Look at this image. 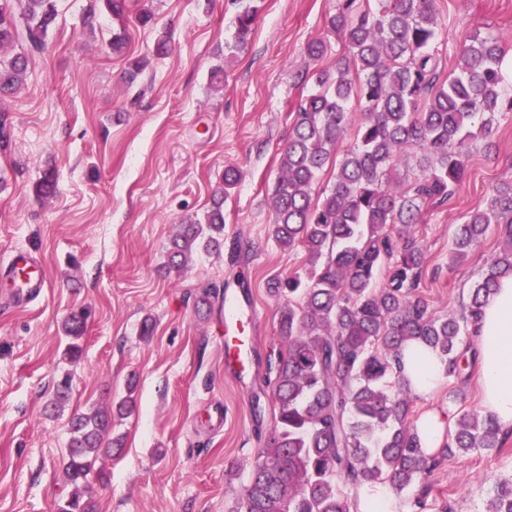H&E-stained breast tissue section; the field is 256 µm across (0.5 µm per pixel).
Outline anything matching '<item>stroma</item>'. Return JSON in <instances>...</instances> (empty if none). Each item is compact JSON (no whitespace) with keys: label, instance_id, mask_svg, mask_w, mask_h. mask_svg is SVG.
Segmentation results:
<instances>
[{"label":"stroma","instance_id":"obj_1","mask_svg":"<svg viewBox=\"0 0 512 512\" xmlns=\"http://www.w3.org/2000/svg\"><path fill=\"white\" fill-rule=\"evenodd\" d=\"M258 21L247 45L228 52L239 0H132L152 12L126 24L100 12L94 30L82 16L89 0H57L58 18L43 54L30 62L14 97L0 100L11 149L0 153V257L36 252L50 281L25 308L0 304V512H56L69 489L63 459L74 413L114 404L136 379V411L115 426L120 455L106 460L95 484L96 512H240V493L258 448L272 428L265 365L278 348V307L267 282L306 276V254L273 240L268 188L278 175L291 114L315 66L343 50L327 30L337 0H255ZM438 53L457 64L456 38L499 39L512 63V0H438ZM127 48L114 55V33ZM170 35L159 56L156 40ZM325 39L320 62L306 54ZM143 62L133 72V62ZM223 66L224 84L210 82ZM242 181L224 203V243L249 254H193L182 276L167 274L166 247L185 217L203 213L225 167ZM54 169L53 196L35 192ZM512 182V116L500 119L497 148H474L467 178L451 208L432 210L411 227L425 249L420 293L440 316L460 312L471 283L499 247L490 228L460 267L448 252L462 216L484 207L495 186ZM250 288L260 315L255 363L244 382L224 375V287ZM209 304L197 308L202 291ZM91 311L83 356H62L61 322ZM154 332L141 338L144 319ZM73 377L69 402L47 404L62 372ZM477 365L447 377L414 415L480 408ZM264 413L254 417L253 402ZM225 412L221 429L206 420ZM512 475V432L503 447L445 459L432 473L433 498L453 512H488L492 483Z\"/></svg>","mask_w":512,"mask_h":512}]
</instances>
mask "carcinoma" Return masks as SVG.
Here are the masks:
<instances>
[{
  "label": "carcinoma",
  "instance_id": "1",
  "mask_svg": "<svg viewBox=\"0 0 512 512\" xmlns=\"http://www.w3.org/2000/svg\"><path fill=\"white\" fill-rule=\"evenodd\" d=\"M356 2L338 0L329 18L328 30L345 52L308 78L313 89L293 113L270 193L272 237L284 250L302 249L310 268L304 280L275 276L269 282L281 301L279 349L266 362L273 426L243 485L242 512H351L363 484L397 493L416 487L414 506L422 509L439 460L502 447L491 416L465 412L452 441L426 454L412 419L414 393L395 365L406 342L420 341L445 359L448 375L456 374L469 322L499 280L512 275L511 183L495 187L488 204L470 211L456 231L450 270L480 247L490 225L502 234L457 316L435 315L420 294L424 248L404 231L424 223L428 209L450 204L477 139L493 148L499 118L512 112L504 50L496 37L470 35L457 43L458 63L447 74L433 48L437 0H373L365 9ZM104 6L122 20L131 2L104 0ZM257 14L250 5L240 11L231 48L248 42ZM56 18V0H0V46L18 42L23 49L0 58V96L24 84ZM353 98L361 117L355 142L340 153L353 123ZM413 147L421 156L412 169L405 156ZM335 157L332 184L315 194ZM240 179L237 168H225L203 217L179 224L167 248L168 272L181 274L200 248H224V202ZM87 318L82 308L62 322L72 362L82 356L78 340ZM71 386L68 374L55 382L52 409L66 404ZM136 387L132 377L116 408L71 417L63 462L70 492L57 512H95L90 479L105 477L101 464L123 448L122 438H104L112 434V420L132 414ZM491 512H512V479L495 482Z\"/></svg>",
  "mask_w": 512,
  "mask_h": 512
}]
</instances>
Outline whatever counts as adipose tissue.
<instances>
[{"label":"adipose tissue","instance_id":"1","mask_svg":"<svg viewBox=\"0 0 512 512\" xmlns=\"http://www.w3.org/2000/svg\"><path fill=\"white\" fill-rule=\"evenodd\" d=\"M480 370L481 411L504 429L512 428V275L503 278L470 327ZM400 373L420 395L433 393L444 381L447 365L434 349L407 343Z\"/></svg>","mask_w":512,"mask_h":512}]
</instances>
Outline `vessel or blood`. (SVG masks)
Returning <instances> with one entry per match:
<instances>
[{"mask_svg": "<svg viewBox=\"0 0 512 512\" xmlns=\"http://www.w3.org/2000/svg\"><path fill=\"white\" fill-rule=\"evenodd\" d=\"M12 282L14 304L26 306L40 300L47 288L45 274L29 252H15L7 266ZM259 313L247 288H228L224 291V372L243 379L254 360L248 335L254 332Z\"/></svg>", "mask_w": 512, "mask_h": 512, "instance_id": "obj_1", "label": "vessel or blood"}]
</instances>
